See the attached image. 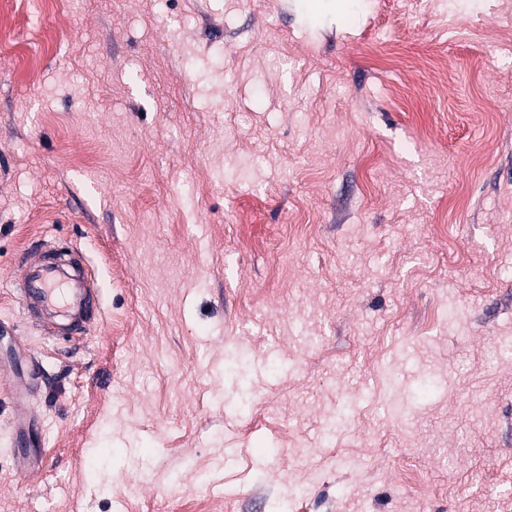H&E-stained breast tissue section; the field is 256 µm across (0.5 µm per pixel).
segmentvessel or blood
<instances>
[{"instance_id": "vessel-or-blood-1", "label": "vessel or blood", "mask_w": 512, "mask_h": 512, "mask_svg": "<svg viewBox=\"0 0 512 512\" xmlns=\"http://www.w3.org/2000/svg\"><path fill=\"white\" fill-rule=\"evenodd\" d=\"M66 253L57 244L27 252L17 292L31 323L44 325L48 335L71 338L84 332L100 293L91 278L68 272Z\"/></svg>"}]
</instances>
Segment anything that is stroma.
<instances>
[{"mask_svg":"<svg viewBox=\"0 0 512 512\" xmlns=\"http://www.w3.org/2000/svg\"><path fill=\"white\" fill-rule=\"evenodd\" d=\"M29 2L0 356L40 466L0 403V512H512V0ZM47 241L85 339L24 318ZM45 248L39 252V246L24 256L17 292L32 324L43 327L48 335L73 340L85 331L92 310L100 305L99 289L91 278L68 272L61 256L73 247L56 244ZM48 311L58 318L45 325L42 317Z\"/></svg>","mask_w":512,"mask_h":512,"instance_id":"stroma-1","label":"stroma"}]
</instances>
